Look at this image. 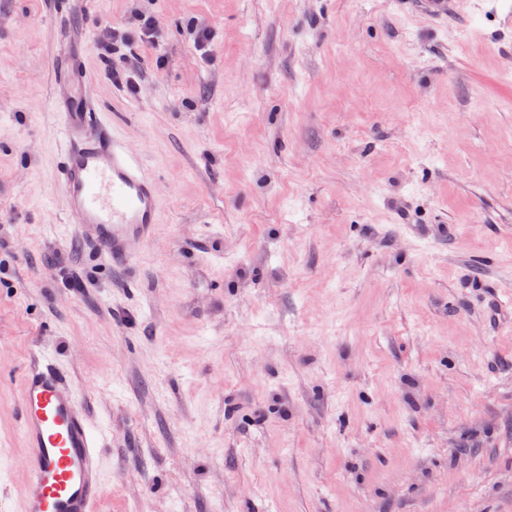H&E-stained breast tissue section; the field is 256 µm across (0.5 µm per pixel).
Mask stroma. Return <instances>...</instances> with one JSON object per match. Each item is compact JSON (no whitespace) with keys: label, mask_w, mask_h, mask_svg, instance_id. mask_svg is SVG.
I'll list each match as a JSON object with an SVG mask.
<instances>
[{"label":"stroma","mask_w":512,"mask_h":512,"mask_svg":"<svg viewBox=\"0 0 512 512\" xmlns=\"http://www.w3.org/2000/svg\"><path fill=\"white\" fill-rule=\"evenodd\" d=\"M62 2L0 0V488L38 343L98 512H512V0ZM137 9L155 42L102 55ZM72 31L157 182L123 264L59 183Z\"/></svg>","instance_id":"35a3bbf8"}]
</instances>
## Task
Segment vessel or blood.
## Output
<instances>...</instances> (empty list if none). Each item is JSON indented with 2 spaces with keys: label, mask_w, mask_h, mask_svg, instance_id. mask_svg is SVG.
<instances>
[{
  "label": "vessel or blood",
  "mask_w": 512,
  "mask_h": 512,
  "mask_svg": "<svg viewBox=\"0 0 512 512\" xmlns=\"http://www.w3.org/2000/svg\"><path fill=\"white\" fill-rule=\"evenodd\" d=\"M91 74L72 36L54 72L65 141L59 181L69 215L99 259L127 261L152 240L159 222L156 180L92 106ZM20 430L27 446L19 512H95L104 491L105 439L64 370L35 346L21 375Z\"/></svg>",
  "instance_id": "obj_1"
}]
</instances>
